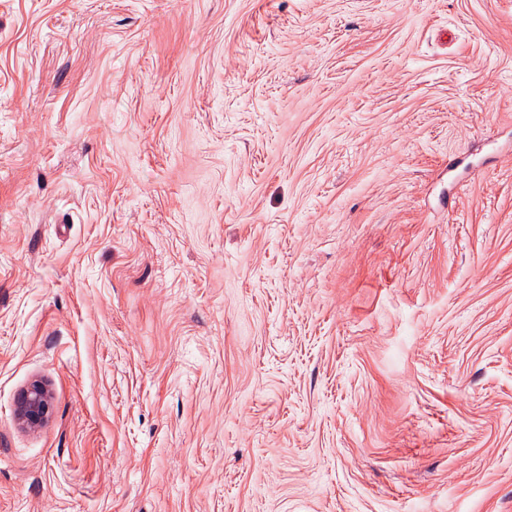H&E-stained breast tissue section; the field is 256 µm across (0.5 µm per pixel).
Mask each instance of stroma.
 I'll return each mask as SVG.
<instances>
[{
  "instance_id": "obj_1",
  "label": "stroma",
  "mask_w": 512,
  "mask_h": 512,
  "mask_svg": "<svg viewBox=\"0 0 512 512\" xmlns=\"http://www.w3.org/2000/svg\"><path fill=\"white\" fill-rule=\"evenodd\" d=\"M0 512H512V0H0ZM52 413V404L47 388L40 382L32 383L16 404V419L26 428L44 425Z\"/></svg>"
}]
</instances>
